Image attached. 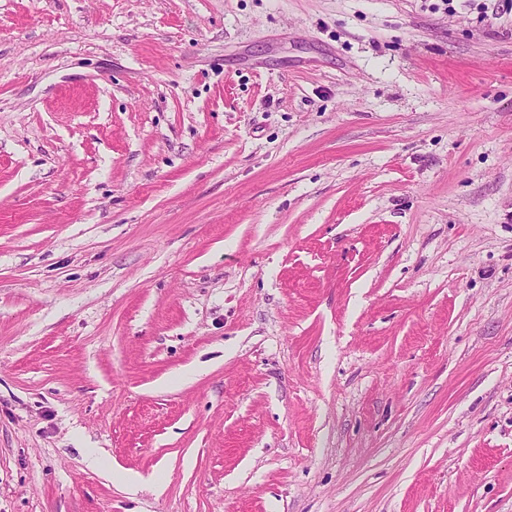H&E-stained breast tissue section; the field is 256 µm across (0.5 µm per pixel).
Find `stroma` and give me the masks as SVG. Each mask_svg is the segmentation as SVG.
I'll use <instances>...</instances> for the list:
<instances>
[{
	"label": "stroma",
	"instance_id": "35a3bbf8",
	"mask_svg": "<svg viewBox=\"0 0 512 512\" xmlns=\"http://www.w3.org/2000/svg\"><path fill=\"white\" fill-rule=\"evenodd\" d=\"M0 512H512L506 0H0Z\"/></svg>",
	"mask_w": 512,
	"mask_h": 512
}]
</instances>
